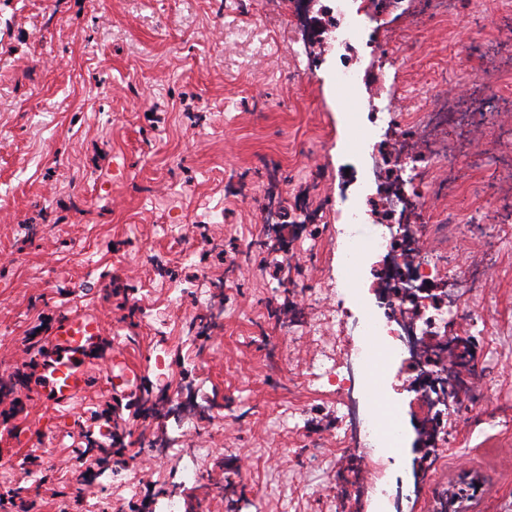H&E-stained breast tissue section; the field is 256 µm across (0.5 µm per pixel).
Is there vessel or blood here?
I'll list each match as a JSON object with an SVG mask.
<instances>
[{
	"label": "vessel or blood",
	"instance_id": "1",
	"mask_svg": "<svg viewBox=\"0 0 512 512\" xmlns=\"http://www.w3.org/2000/svg\"><path fill=\"white\" fill-rule=\"evenodd\" d=\"M104 336L102 318L81 308L69 310L55 320L47 333L46 350L39 357L34 380L46 417H70L90 386V353ZM105 380L108 387L126 393L143 388L138 368L126 364L118 352L110 357Z\"/></svg>",
	"mask_w": 512,
	"mask_h": 512
}]
</instances>
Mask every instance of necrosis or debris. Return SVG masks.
Segmentation results:
<instances>
[{"label": "necrosis or debris", "mask_w": 512, "mask_h": 512, "mask_svg": "<svg viewBox=\"0 0 512 512\" xmlns=\"http://www.w3.org/2000/svg\"><path fill=\"white\" fill-rule=\"evenodd\" d=\"M311 63L334 58L336 91L366 88L367 109L352 112L349 151L360 158L364 179L341 176L339 193L351 194L347 212L357 224L373 225L371 235L348 236L337 277L353 285L350 300H338L304 333L315 347L322 386L334 395L342 412L343 432L336 437L342 459L361 454L354 436L349 403L370 401L377 394L408 393L416 409L415 430L443 454L454 439L463 397L475 393L478 363L461 367L457 347L480 333L484 311L467 306L468 289L484 287L481 261L462 265L439 235L460 222L455 205L461 168L482 166L480 153L449 147L446 132L464 110L447 95L417 105L414 116L381 108L389 71L400 68L407 44L403 37L380 31L383 13L402 10L404 0H331L330 18L315 11V0H291ZM485 202L494 224L512 223V166L493 170L486 180ZM374 295L383 317L374 316L366 302ZM363 336L357 350L343 342L350 334ZM391 418L365 423L380 459L393 460L405 445L399 404ZM186 418L165 443L151 452L162 460L177 459L181 485L198 481L200 457L184 458L180 450L188 435L198 434Z\"/></svg>", "instance_id": "1"}]
</instances>
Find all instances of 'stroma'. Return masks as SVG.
<instances>
[{
	"label": "stroma",
	"instance_id": "obj_1",
	"mask_svg": "<svg viewBox=\"0 0 512 512\" xmlns=\"http://www.w3.org/2000/svg\"><path fill=\"white\" fill-rule=\"evenodd\" d=\"M397 80L415 93L468 100L478 60L459 57L465 39L483 54L512 55L507 23L470 22L435 37L436 21L405 19ZM301 48L288 0H0V435L26 439L0 470V512H111L179 489L198 512L206 483L178 487L177 463L144 460L146 477L129 494L120 475L89 482L62 477L37 443L52 435L67 462L124 436L129 448L166 440L173 411L159 409L173 388L192 392L214 450L204 470L228 478L212 512H380L378 495L354 494L352 473L336 468V401L289 366L309 356L305 337L284 335L278 319L314 318L339 246L336 176L347 161L346 110L334 63L302 77ZM287 209L285 228L263 222L270 200ZM190 231L174 247L163 225ZM323 240L301 250L287 274L276 252L293 236ZM257 239L260 253L239 257ZM489 267L487 332L476 359L491 398L466 404L455 446L434 470L431 492L415 493L418 449L375 466L381 482L402 480L401 512H424L434 496L479 479L465 512H512V237L483 252ZM184 285L173 300L171 285ZM201 288L212 321L192 327ZM99 312L110 334L95 355L91 386L64 422L37 421L33 389L12 384L23 350L43 343L62 311ZM124 352L151 386L156 412L137 419L138 394L112 415L100 371Z\"/></svg>",
	"mask_w": 512,
	"mask_h": 512
}]
</instances>
